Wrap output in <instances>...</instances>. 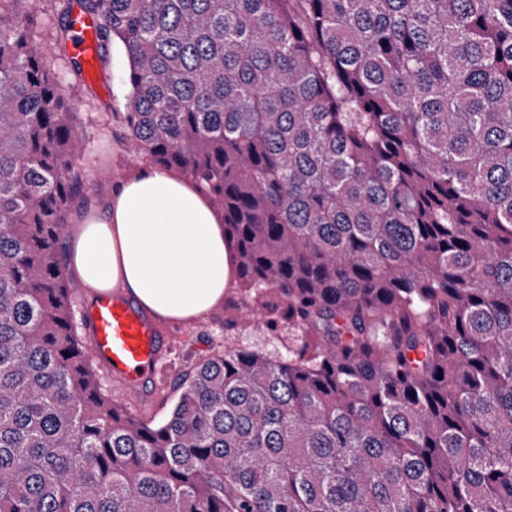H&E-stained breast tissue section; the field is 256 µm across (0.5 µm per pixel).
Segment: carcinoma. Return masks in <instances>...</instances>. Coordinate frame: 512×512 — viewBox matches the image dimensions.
I'll use <instances>...</instances> for the list:
<instances>
[{
	"label": "carcinoma",
	"mask_w": 512,
	"mask_h": 512,
	"mask_svg": "<svg viewBox=\"0 0 512 512\" xmlns=\"http://www.w3.org/2000/svg\"><path fill=\"white\" fill-rule=\"evenodd\" d=\"M0 0V512H512V0ZM133 150L224 212L240 300L152 425L60 242L71 17ZM72 50L82 62L85 71L92 76L96 70L94 32L90 23L78 13L73 17Z\"/></svg>",
	"instance_id": "cac0c4a2"
}]
</instances>
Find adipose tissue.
Segmentation results:
<instances>
[{
	"label": "adipose tissue",
	"instance_id": "ef3b65f1",
	"mask_svg": "<svg viewBox=\"0 0 512 512\" xmlns=\"http://www.w3.org/2000/svg\"><path fill=\"white\" fill-rule=\"evenodd\" d=\"M66 262L91 294L119 291L180 326L221 313L235 273L222 211L200 184L155 165L78 211Z\"/></svg>",
	"mask_w": 512,
	"mask_h": 512
}]
</instances>
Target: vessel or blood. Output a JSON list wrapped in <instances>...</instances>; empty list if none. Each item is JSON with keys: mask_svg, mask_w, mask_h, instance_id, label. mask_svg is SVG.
Instances as JSON below:
<instances>
[{"mask_svg": "<svg viewBox=\"0 0 512 512\" xmlns=\"http://www.w3.org/2000/svg\"><path fill=\"white\" fill-rule=\"evenodd\" d=\"M72 50L87 74H94V32L79 15L73 18ZM83 317L91 361L130 391H142L164 361L169 337L160 334L145 311L115 293L104 292L84 303Z\"/></svg>", "mask_w": 512, "mask_h": 512, "instance_id": "b4317fda", "label": "vessel or blood"}]
</instances>
